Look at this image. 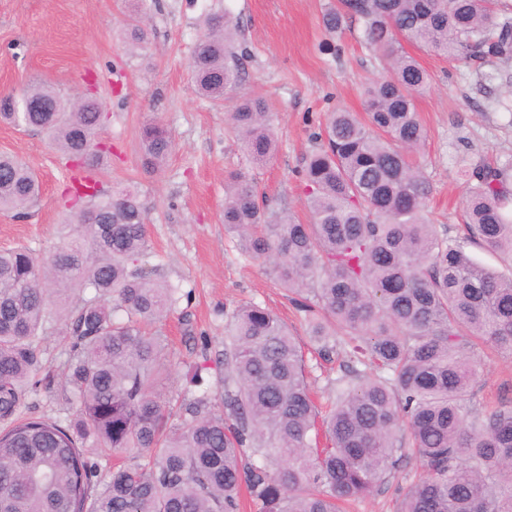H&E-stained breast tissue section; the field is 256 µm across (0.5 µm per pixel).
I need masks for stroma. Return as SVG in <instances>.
<instances>
[{
  "label": "stroma",
  "mask_w": 512,
  "mask_h": 512,
  "mask_svg": "<svg viewBox=\"0 0 512 512\" xmlns=\"http://www.w3.org/2000/svg\"><path fill=\"white\" fill-rule=\"evenodd\" d=\"M336 0H0V93L42 80L73 96L94 88L105 103L99 138L108 146L96 176L112 190H137L147 215L149 264L178 290L164 324L172 354L165 387L178 400L201 338L210 358L224 349V325L238 305L268 307L294 331L304 348L308 379L320 396L339 372L337 361L311 348L305 315L279 288L268 264L243 255L222 222L224 180L244 169L269 204L301 220L302 170L316 147L328 111H361L360 87L383 76L379 53L360 38L354 22L332 34L323 16ZM228 13L237 22L242 74L238 94L261 97L275 115L278 150L255 165L227 124L238 94L216 105L199 97L189 68L199 18ZM148 18V41L137 56L124 50L125 26ZM432 76L416 100L427 130L414 154L429 183V210L437 231L463 238L460 172L487 162L512 164V115L500 103L512 98V61L465 66L417 52ZM161 122L175 143L163 167H143L140 132ZM0 153L21 157L41 180L39 204L23 217L0 212V249L18 245L46 257L61 246L71 173L48 137L25 126L0 125ZM481 359L478 407L512 404V354L476 345ZM422 476L416 459L400 468L371 497L349 512H396L401 490Z\"/></svg>",
  "instance_id": "1"
}]
</instances>
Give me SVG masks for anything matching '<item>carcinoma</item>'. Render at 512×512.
<instances>
[{
  "mask_svg": "<svg viewBox=\"0 0 512 512\" xmlns=\"http://www.w3.org/2000/svg\"><path fill=\"white\" fill-rule=\"evenodd\" d=\"M361 23L388 75L362 86L364 116L335 109L303 169L310 220L259 200L256 179L227 177L223 221L251 259L271 265L306 313L318 353L342 356L335 404L317 405L303 354L258 304L225 328L221 391L200 389L210 341L178 408L162 397L165 338L157 329L176 289L144 262L150 245L138 193L112 194L91 176L48 260L0 250V512H345L378 490L411 448L425 475L398 512H512V404L479 412L477 340L512 351V272L504 275L437 232L430 185L411 154L425 142L416 97L428 72L403 49L465 64L512 59V15L497 0H338L329 32ZM230 17L202 20L190 68L214 103L240 83ZM131 47L147 30L127 25ZM103 103L36 81L0 94V123L46 134L65 162L94 170ZM228 121L255 163L277 151L265 101L240 96ZM144 164L172 152L146 126ZM466 239L512 260V166L464 172ZM41 184L0 155V211L28 214ZM66 337L62 381L44 359L48 333ZM62 386L65 417L38 415L32 396ZM135 451L145 463L121 454ZM115 456L101 482L100 461Z\"/></svg>",
  "mask_w": 512,
  "mask_h": 512,
  "instance_id": "1",
  "label": "carcinoma"
}]
</instances>
